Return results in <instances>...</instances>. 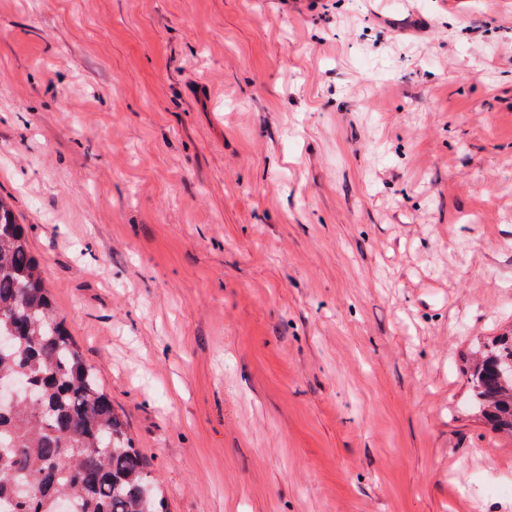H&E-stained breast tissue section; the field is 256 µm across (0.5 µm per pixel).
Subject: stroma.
<instances>
[{
    "instance_id": "35a3bbf8",
    "label": "stroma",
    "mask_w": 512,
    "mask_h": 512,
    "mask_svg": "<svg viewBox=\"0 0 512 512\" xmlns=\"http://www.w3.org/2000/svg\"><path fill=\"white\" fill-rule=\"evenodd\" d=\"M0 198L165 512H512V0H0ZM512 362V336L487 346L471 374L473 398L482 416L494 429L512 435V377L497 375L498 363Z\"/></svg>"
}]
</instances>
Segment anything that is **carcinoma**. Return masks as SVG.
Here are the masks:
<instances>
[{
	"label": "carcinoma",
	"instance_id": "obj_1",
	"mask_svg": "<svg viewBox=\"0 0 512 512\" xmlns=\"http://www.w3.org/2000/svg\"><path fill=\"white\" fill-rule=\"evenodd\" d=\"M0 380L20 381L0 408V512H162L156 479L133 447L94 369L58 321L24 225L0 198ZM512 336L490 345L471 374L473 398L512 435Z\"/></svg>",
	"mask_w": 512,
	"mask_h": 512
}]
</instances>
